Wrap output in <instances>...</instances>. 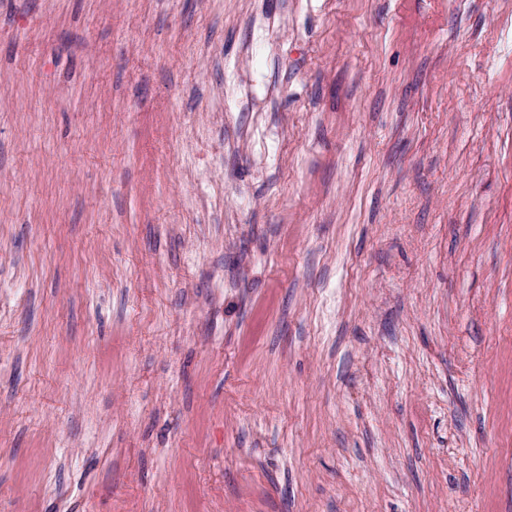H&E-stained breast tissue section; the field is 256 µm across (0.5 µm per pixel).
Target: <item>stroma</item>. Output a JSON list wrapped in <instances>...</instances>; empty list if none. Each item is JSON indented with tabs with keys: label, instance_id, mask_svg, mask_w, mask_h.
I'll return each mask as SVG.
<instances>
[{
	"label": "stroma",
	"instance_id": "obj_1",
	"mask_svg": "<svg viewBox=\"0 0 512 512\" xmlns=\"http://www.w3.org/2000/svg\"><path fill=\"white\" fill-rule=\"evenodd\" d=\"M0 512H512V0H0Z\"/></svg>",
	"mask_w": 512,
	"mask_h": 512
}]
</instances>
